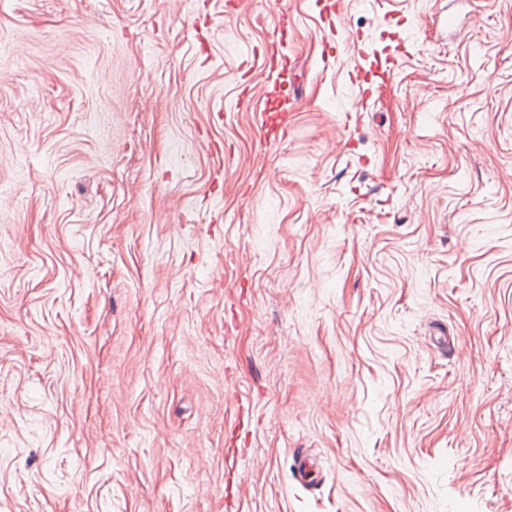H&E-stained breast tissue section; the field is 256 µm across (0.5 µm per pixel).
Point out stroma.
Returning a JSON list of instances; mask_svg holds the SVG:
<instances>
[{
    "instance_id": "stroma-1",
    "label": "stroma",
    "mask_w": 512,
    "mask_h": 512,
    "mask_svg": "<svg viewBox=\"0 0 512 512\" xmlns=\"http://www.w3.org/2000/svg\"><path fill=\"white\" fill-rule=\"evenodd\" d=\"M277 2L0 0V512H512V0ZM349 47L353 54V72L352 77L354 82L360 88V97L361 99H365L370 96L371 87L364 85L367 84L366 80L362 76L363 67L361 61L364 60L365 50H364V39L363 36L359 33L348 34L346 38L341 42V44L336 42L337 47Z\"/></svg>"
}]
</instances>
